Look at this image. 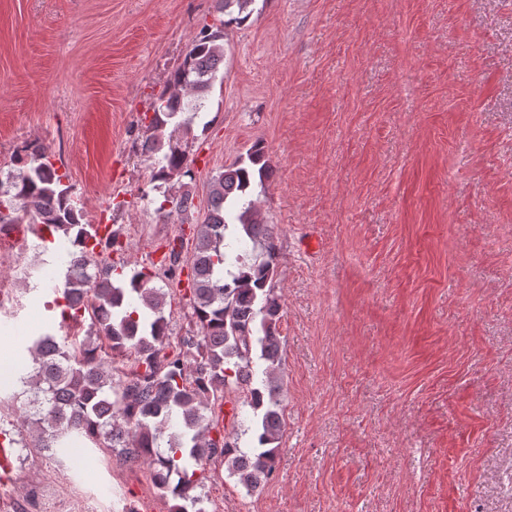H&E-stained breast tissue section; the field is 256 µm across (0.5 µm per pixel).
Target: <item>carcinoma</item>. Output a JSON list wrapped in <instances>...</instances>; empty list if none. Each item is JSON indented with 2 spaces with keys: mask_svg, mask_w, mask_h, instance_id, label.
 Listing matches in <instances>:
<instances>
[{
  "mask_svg": "<svg viewBox=\"0 0 512 512\" xmlns=\"http://www.w3.org/2000/svg\"><path fill=\"white\" fill-rule=\"evenodd\" d=\"M220 12L237 7V24L253 0H218ZM224 63V20L203 26L182 63L171 73L153 104L141 152L153 160L152 181L163 189L157 211L184 218L196 210L186 180H194V119L205 107ZM274 170L265 147L256 141L214 178L209 208L194 225L193 248L186 259L171 247L165 278L188 269V308L194 328L170 349L165 315L170 292L155 285L157 273L133 270L113 276L104 256L118 254L119 232L107 237L99 225L83 221L73 204L72 185L64 182L41 147L28 145L17 165L0 170V231L38 224L73 250L63 258L66 274L60 311L64 322L93 317L94 342L62 341L45 334L28 352L33 371L17 370L21 391L0 397V430L19 448H38L62 462L82 445L109 449L122 463L148 462L157 487L172 498V512H205L197 489L208 480L217 458L249 492L275 470L283 412L277 371L281 364L280 298L275 292L278 248L272 225L253 199ZM239 390L241 406L252 411L255 426L238 422L225 431L211 412L224 394ZM25 397L23 424L5 421L12 400ZM251 435L253 451L240 450Z\"/></svg>",
  "mask_w": 512,
  "mask_h": 512,
  "instance_id": "1",
  "label": "carcinoma"
}]
</instances>
